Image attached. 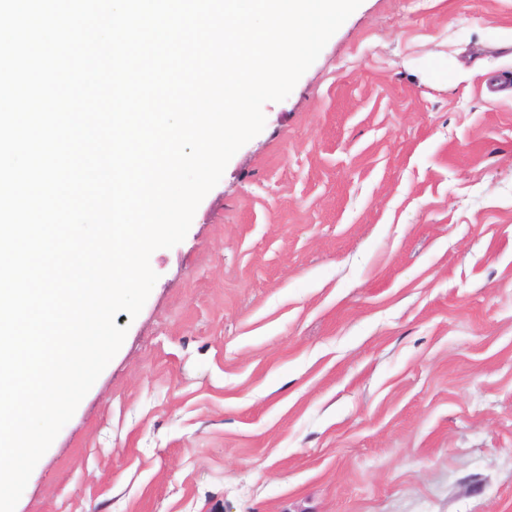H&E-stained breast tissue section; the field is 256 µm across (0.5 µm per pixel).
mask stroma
<instances>
[{
    "instance_id": "35a3bbf8",
    "label": "stroma",
    "mask_w": 512,
    "mask_h": 512,
    "mask_svg": "<svg viewBox=\"0 0 512 512\" xmlns=\"http://www.w3.org/2000/svg\"><path fill=\"white\" fill-rule=\"evenodd\" d=\"M505 73L512 0H362L152 254L16 512H512Z\"/></svg>"
}]
</instances>
